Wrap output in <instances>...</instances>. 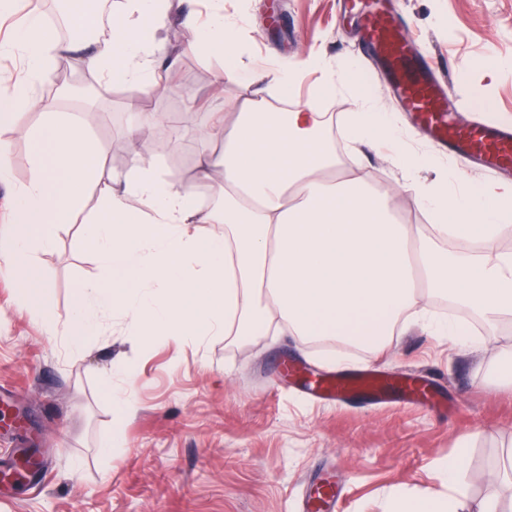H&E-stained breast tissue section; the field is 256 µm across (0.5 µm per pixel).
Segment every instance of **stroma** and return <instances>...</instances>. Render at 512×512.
Returning a JSON list of instances; mask_svg holds the SVG:
<instances>
[{
	"instance_id": "obj_1",
	"label": "stroma",
	"mask_w": 512,
	"mask_h": 512,
	"mask_svg": "<svg viewBox=\"0 0 512 512\" xmlns=\"http://www.w3.org/2000/svg\"><path fill=\"white\" fill-rule=\"evenodd\" d=\"M396 2L447 85L457 124L512 114V0ZM197 8L223 12L235 24L242 71H286L318 52L345 74V83L325 91L319 72L305 73L289 91L292 102H323L338 114L360 111L367 99L378 111H394L380 74L358 76V26L340 15L337 0H198ZM271 8L279 15L274 26L266 21ZM189 39L181 24L168 25L164 41L176 61L174 77L148 102L152 111L183 115L184 145L176 153L162 149L159 133L143 147L169 180L186 183L198 174L191 144L206 105L232 113L253 92L230 77L215 88L219 65L188 52ZM70 82L93 85L95 97L62 100L51 78L35 92L59 112L96 111L101 120L89 132L111 156L132 122L127 87L90 81L78 65ZM39 120L29 112L18 127L0 130V141L10 145L11 184L28 178L24 130ZM361 161L371 181L390 190L397 217L425 223L389 150L362 146ZM36 264L61 315L71 310L82 282L108 280L82 224L59 225L54 250L38 254ZM98 322L99 335L70 350L64 328L48 332L21 307L0 262V404L23 418L21 426L0 427V469L14 467L30 442L41 451L34 474L0 483V512H298L312 483L327 473L342 492V512H388L394 497L422 487L447 494L436 468L466 433V512H478L492 495L512 499V482L501 477L512 461V386L499 374L500 364L512 361V320L481 329L468 350L418 326L396 337L376 368L392 378L424 380L435 399L333 407L302 393L283 374V361L341 372L365 366L366 353L351 351L330 366L294 336L236 344L220 334L160 337L137 349L134 322L107 312ZM126 393L135 410L121 419L112 399Z\"/></svg>"
}]
</instances>
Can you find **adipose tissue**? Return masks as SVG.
I'll return each instance as SVG.
<instances>
[{
  "label": "adipose tissue",
  "instance_id": "adipose-tissue-1",
  "mask_svg": "<svg viewBox=\"0 0 512 512\" xmlns=\"http://www.w3.org/2000/svg\"><path fill=\"white\" fill-rule=\"evenodd\" d=\"M170 20V0H124L109 38L89 44L54 37L31 8L16 34L24 67L19 78L0 85V127H15L33 110L43 121L28 132L35 144L29 177L14 190L0 259L24 287V308L47 329L65 323L78 348L96 335V313L105 310L131 317L143 343L219 332L246 343L284 329L306 342L342 340L376 357L415 322L462 340V327L431 319L428 303L438 294L492 327L512 317V252L483 253L512 222V183L452 192L447 182L420 179L431 163L427 155L400 152L395 162L404 188L431 218L425 230L401 223L388 190L342 170L326 138L338 126L355 147L399 140L397 117L372 106L339 118L307 104L276 112L255 96L240 103L233 126L213 113L198 135L205 145L224 139L219 156L199 157L200 179L215 183L208 207L197 204L193 186L176 185L151 162L123 176H102L86 121L52 111L35 86L59 60L74 57L103 81L134 89L127 107L150 123L156 115L140 103L161 87L162 64L153 55ZM179 22L193 34L192 52L236 69L235 30L223 14L202 25L188 12ZM90 188L99 206L88 215ZM80 219L90 226L88 242L112 284H82L62 321L38 286L33 256L53 246L57 225ZM192 224H220L224 233L202 240L190 235ZM451 239L473 246V253H448L444 243ZM466 465L465 452L449 457L441 466L447 495L426 487L397 499L391 512H458Z\"/></svg>",
  "mask_w": 512,
  "mask_h": 512
}]
</instances>
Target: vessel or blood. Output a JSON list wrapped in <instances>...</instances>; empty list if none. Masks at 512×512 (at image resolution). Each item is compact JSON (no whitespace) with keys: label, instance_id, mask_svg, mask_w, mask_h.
Segmentation results:
<instances>
[{"label":"vessel or blood","instance_id":"b4317fda","mask_svg":"<svg viewBox=\"0 0 512 512\" xmlns=\"http://www.w3.org/2000/svg\"><path fill=\"white\" fill-rule=\"evenodd\" d=\"M346 6L361 20L362 54L381 59L400 110L414 117L436 150L473 154L494 171L512 169V129L487 122L463 127L451 122L443 85L418 55L390 0H347ZM304 384L326 404L369 397L390 400L386 379L372 370L325 374L305 379ZM339 497L333 478H320L305 497L303 512H337Z\"/></svg>","mask_w":512,"mask_h":512}]
</instances>
